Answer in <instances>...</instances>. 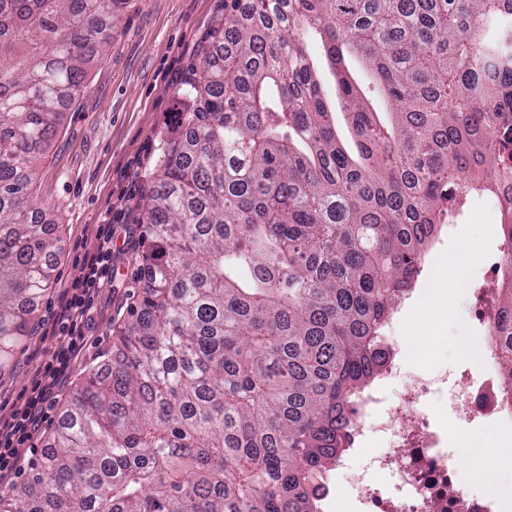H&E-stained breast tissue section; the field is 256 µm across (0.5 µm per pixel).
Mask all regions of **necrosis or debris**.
I'll list each match as a JSON object with an SVG mask.
<instances>
[{
    "instance_id": "1",
    "label": "necrosis or debris",
    "mask_w": 512,
    "mask_h": 512,
    "mask_svg": "<svg viewBox=\"0 0 512 512\" xmlns=\"http://www.w3.org/2000/svg\"><path fill=\"white\" fill-rule=\"evenodd\" d=\"M480 265L482 284L470 289L467 319L471 327L487 328L499 309L503 277L500 252L484 253ZM383 370L351 404L353 424L349 446L338 457L334 475L321 494L334 501L343 493L355 512H508L502 498L493 491L469 487L462 470L448 450V436L429 416V403H445L460 427L478 424L512 431V387L496 372L498 352L484 348L476 368L466 367L454 374L444 371L403 374L409 349L392 345ZM403 379L404 392L398 401H388L386 385ZM388 440L385 453L367 456V466L392 478V485L368 480L355 468L366 456L364 445L370 435Z\"/></svg>"
}]
</instances>
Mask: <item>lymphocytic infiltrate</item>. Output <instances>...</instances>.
Masks as SVG:
<instances>
[{
  "label": "lymphocytic infiltrate",
  "instance_id": "obj_1",
  "mask_svg": "<svg viewBox=\"0 0 512 512\" xmlns=\"http://www.w3.org/2000/svg\"><path fill=\"white\" fill-rule=\"evenodd\" d=\"M97 245L87 252L62 295L56 319L40 354L41 364L12 414L0 418V483L35 454L42 422L59 400L67 378L86 347L95 300L112 283V227H95Z\"/></svg>",
  "mask_w": 512,
  "mask_h": 512
}]
</instances>
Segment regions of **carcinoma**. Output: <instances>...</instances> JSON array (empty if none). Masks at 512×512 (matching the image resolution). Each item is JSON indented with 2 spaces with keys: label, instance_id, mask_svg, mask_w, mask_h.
<instances>
[{
  "label": "carcinoma",
  "instance_id": "1",
  "mask_svg": "<svg viewBox=\"0 0 512 512\" xmlns=\"http://www.w3.org/2000/svg\"><path fill=\"white\" fill-rule=\"evenodd\" d=\"M125 4L0 0V375L60 249L34 161ZM176 97L140 220L148 279L0 512H321L346 407L446 214L512 186L503 0H224ZM493 338L512 376L511 286Z\"/></svg>",
  "mask_w": 512,
  "mask_h": 512
}]
</instances>
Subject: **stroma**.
<instances>
[{"label": "stroma", "mask_w": 512, "mask_h": 512, "mask_svg": "<svg viewBox=\"0 0 512 512\" xmlns=\"http://www.w3.org/2000/svg\"><path fill=\"white\" fill-rule=\"evenodd\" d=\"M224 16V0H129L112 42L86 67L87 88L64 114L48 150L35 162L37 196L51 208L61 248L53 282L42 300L23 349L9 373L0 376V418L9 416L18 396L40 365L43 334L55 320L59 298L68 288L84 253L95 245L93 227H112V284L97 299L88 331L87 351L65 388L73 390L98 353L112 345V324L121 318L143 280L139 242L144 225L138 216L153 179L160 142L170 127L175 90L208 47ZM496 202L472 197L451 230L441 231L424 258L417 288L391 321L395 342L417 350L406 370H440L476 364L449 347V336L482 345L469 327L467 304L446 313L418 312L422 290L434 281L476 282L479 262H455L473 244L491 249L500 234L485 235Z\"/></svg>", "instance_id": "35a3bbf8"}]
</instances>
